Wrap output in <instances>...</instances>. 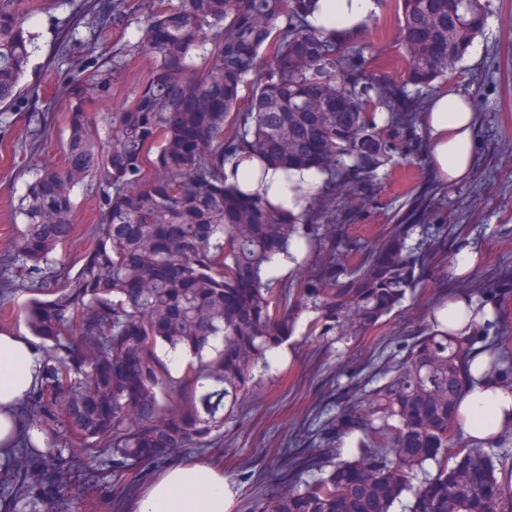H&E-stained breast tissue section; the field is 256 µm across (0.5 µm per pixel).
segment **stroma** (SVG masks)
<instances>
[{
  "label": "stroma",
  "mask_w": 512,
  "mask_h": 512,
  "mask_svg": "<svg viewBox=\"0 0 512 512\" xmlns=\"http://www.w3.org/2000/svg\"><path fill=\"white\" fill-rule=\"evenodd\" d=\"M93 0H28L33 20L35 52L23 78L28 91L11 110L9 126L0 127V254H7L17 234L14 211L26 184L37 169L62 160L65 115L75 89L84 88L79 70L94 71L127 41H137L144 21L142 0H125L121 26L96 31L84 25ZM494 14L486 36L477 39L462 66L471 81L465 89L479 93L480 151L470 178L449 187L438 183L427 168L424 153L413 162L389 170L369 206L342 214L345 224L357 225L362 238L386 243L396 225L407 223L415 196L425 195L428 209L443 208V223L428 225L429 251L419 284L366 337L333 345L306 340L305 317L294 321L293 333L272 370L275 381L260 398L243 404L224 440L204 456L222 464L235 500L229 512H241L248 500L288 491L281 476L285 449L297 447L299 437L318 429L324 412L336 410L356 393L372 369L398 342L420 335L430 325L433 308L456 285L448 278L454 251L467 244L481 253V264L469 280L489 295L506 292V316L512 319V0H493ZM398 29L395 0H385L381 12L361 32L371 53L385 60L386 75L400 77L406 64L394 46ZM69 38L67 58L57 48ZM152 65L137 57L112 79V96L93 100L99 120L120 111L149 80ZM140 482L102 484L87 492L82 512H124Z\"/></svg>",
  "instance_id": "obj_1"
}]
</instances>
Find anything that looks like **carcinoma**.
I'll return each instance as SVG.
<instances>
[{
    "mask_svg": "<svg viewBox=\"0 0 512 512\" xmlns=\"http://www.w3.org/2000/svg\"><path fill=\"white\" fill-rule=\"evenodd\" d=\"M312 0H149L141 37L86 79L112 96V75L144 52L154 64L130 105L100 130L85 96L70 104L63 162L38 170L0 258V304L31 295L26 324L42 353L17 409L13 451L0 452V512H80L105 473L144 471L169 453L214 447L288 339L345 342L372 330L416 285L427 239L417 225L380 246L336 223L348 195H372L421 139L423 95L485 35L491 0H402V80L378 76L353 38L322 35ZM123 3L93 8L119 26ZM27 0H0V124L24 94L32 55ZM257 153L327 175L300 214L227 183L224 165ZM90 180L98 221L77 270L50 263L73 239L74 188ZM306 257L264 278L291 245ZM485 375L512 380V331L431 328L384 358L372 387L346 400L296 457L300 476L278 512H512V432L467 440L455 414L476 345ZM193 358L173 376L158 350ZM359 432L343 453L342 437ZM470 476L467 485L456 474Z\"/></svg>",
    "mask_w": 512,
    "mask_h": 512,
    "instance_id": "1",
    "label": "carcinoma"
}]
</instances>
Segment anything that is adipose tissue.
Listing matches in <instances>:
<instances>
[{
    "label": "adipose tissue",
    "mask_w": 512,
    "mask_h": 512,
    "mask_svg": "<svg viewBox=\"0 0 512 512\" xmlns=\"http://www.w3.org/2000/svg\"><path fill=\"white\" fill-rule=\"evenodd\" d=\"M380 11V0H315L309 21L322 32L354 36ZM421 122L426 161L434 178L450 186L466 180L479 149L472 96L454 85L439 91L427 103ZM225 176L229 183L264 195L272 205L296 215L326 182L317 168L285 172L255 158L227 167ZM496 307L492 298L458 290L435 307L433 316L443 325L472 333L494 327ZM41 368L42 355L24 331L0 333V447L11 445L14 411L37 383ZM470 371L472 379L458 407V425L473 441L501 438L512 430V388L484 378V355H475ZM232 498L223 468L204 458H191L148 480L127 501L125 512H228Z\"/></svg>",
    "instance_id": "ef3b65f1"
}]
</instances>
